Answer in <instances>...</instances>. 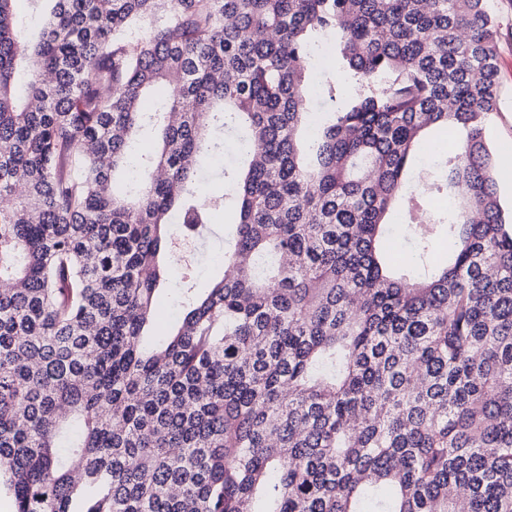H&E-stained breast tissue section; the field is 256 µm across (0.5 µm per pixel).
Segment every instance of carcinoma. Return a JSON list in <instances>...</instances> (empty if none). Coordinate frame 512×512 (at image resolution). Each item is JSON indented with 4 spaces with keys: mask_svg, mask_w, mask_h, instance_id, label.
Listing matches in <instances>:
<instances>
[{
    "mask_svg": "<svg viewBox=\"0 0 512 512\" xmlns=\"http://www.w3.org/2000/svg\"><path fill=\"white\" fill-rule=\"evenodd\" d=\"M0 0L12 512H512L491 0ZM160 85L166 98L151 106ZM235 133L243 152L205 183ZM457 135L433 166L423 141ZM224 274L146 345L177 240ZM403 223L414 256L385 247ZM458 248L447 261L433 244Z\"/></svg>",
    "mask_w": 512,
    "mask_h": 512,
    "instance_id": "cac0c4a2",
    "label": "carcinoma"
}]
</instances>
